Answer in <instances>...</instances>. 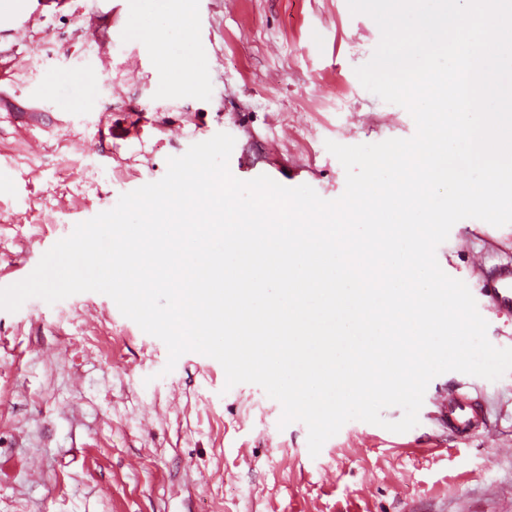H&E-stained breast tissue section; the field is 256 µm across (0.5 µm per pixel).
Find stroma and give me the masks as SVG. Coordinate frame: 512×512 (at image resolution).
Segmentation results:
<instances>
[{"mask_svg": "<svg viewBox=\"0 0 512 512\" xmlns=\"http://www.w3.org/2000/svg\"><path fill=\"white\" fill-rule=\"evenodd\" d=\"M24 3L26 28L0 27V288L217 133L234 137L232 160L334 200L346 174L327 141L416 132L357 78L380 30L347 0ZM436 257L478 293L512 259V224L460 220ZM167 359L101 293L0 310V512H512V372L440 374L411 430L352 420L314 457L306 425L279 428L260 386L226 387L200 353ZM458 385L486 417L467 441L436 413Z\"/></svg>", "mask_w": 512, "mask_h": 512, "instance_id": "stroma-1", "label": "stroma"}]
</instances>
